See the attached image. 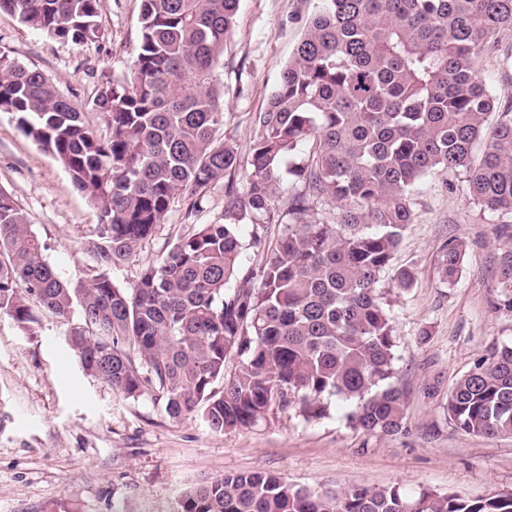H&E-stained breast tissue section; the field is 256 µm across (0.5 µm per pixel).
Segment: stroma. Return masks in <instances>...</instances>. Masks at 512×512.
<instances>
[{
    "label": "stroma",
    "instance_id": "1",
    "mask_svg": "<svg viewBox=\"0 0 512 512\" xmlns=\"http://www.w3.org/2000/svg\"><path fill=\"white\" fill-rule=\"evenodd\" d=\"M318 0H240L217 70L224 90L218 135L247 158L255 117L264 111L292 59ZM141 0H99L102 39L66 42L0 12V54L39 70L84 114L99 136L107 120L93 105L100 87L130 75ZM480 72L498 98L512 97V29L485 52ZM0 189L26 212L46 244V260L70 283L86 281L85 251L99 231V211L69 173L0 112ZM176 196L167 218L135 256L112 267L113 282L134 285L174 243L224 213L215 187L195 220ZM512 216L483 211L467 198L462 177L443 173L414 193V221L394 257L417 281L389 294L399 340L396 382L409 392L406 433L370 436L332 402L308 422L275 413L257 426L215 434L196 418L171 420L152 394L127 398L83 371L70 350L66 325L38 314L31 331L0 317V512H175L192 483L229 472L267 471L316 489L402 485L476 499L512 491V437L455 430L444 414L460 375L493 347L512 344V313L491 309L499 295L500 245ZM466 246L454 285L437 266L443 245ZM429 330L420 342V330Z\"/></svg>",
    "mask_w": 512,
    "mask_h": 512
}]
</instances>
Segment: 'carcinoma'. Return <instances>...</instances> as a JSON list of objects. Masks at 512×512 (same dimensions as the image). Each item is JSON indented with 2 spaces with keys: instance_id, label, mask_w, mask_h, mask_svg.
<instances>
[{
  "instance_id": "cac0c4a2",
  "label": "carcinoma",
  "mask_w": 512,
  "mask_h": 512,
  "mask_svg": "<svg viewBox=\"0 0 512 512\" xmlns=\"http://www.w3.org/2000/svg\"><path fill=\"white\" fill-rule=\"evenodd\" d=\"M239 4L142 0L130 77L94 99L110 127L104 139L40 71L0 55V112L100 212L87 244L95 266L72 285L0 190V315L26 331L32 302L58 319L78 313L68 344L85 371L127 398L151 393L173 420L196 414L215 433L248 429L275 409L314 421L333 399L355 404L349 420L367 434L403 433L408 395L391 382L398 339L380 284L416 280L393 258L424 178L458 173L473 203L512 215V101L495 98L476 71L512 27V0H319L255 118L241 190L237 151L216 137L224 96L215 75ZM0 10L75 44L100 34L98 0H0ZM220 183L223 217L175 243L134 287L114 284L109 270L136 254L176 196L192 199L191 216ZM284 189L289 224L245 270V248L265 252ZM329 200L340 203L338 221L310 223ZM464 256L459 243L442 247V282L455 283ZM498 280L495 307L512 312L511 242ZM444 412L467 434L512 436V345L457 378ZM176 512H512V491L463 500L399 485L313 490L234 472L186 488Z\"/></svg>"
}]
</instances>
